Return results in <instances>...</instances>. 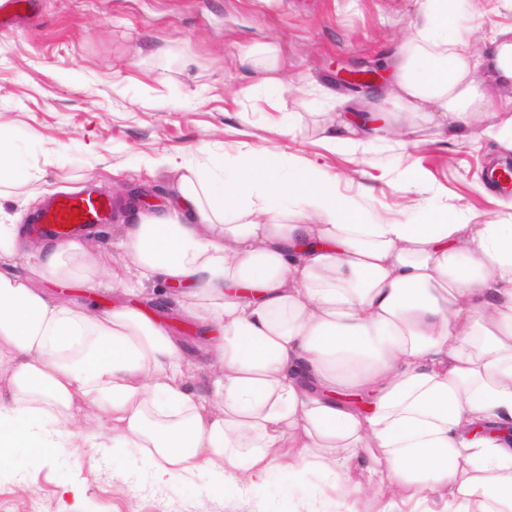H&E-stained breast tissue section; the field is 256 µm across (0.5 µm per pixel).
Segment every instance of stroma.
<instances>
[{"mask_svg":"<svg viewBox=\"0 0 512 512\" xmlns=\"http://www.w3.org/2000/svg\"><path fill=\"white\" fill-rule=\"evenodd\" d=\"M18 25L0 29V135L37 171L27 212L51 193L90 186L149 191L168 206L176 164L214 159L232 165L250 151L284 155L291 176L321 169L363 223L397 218L434 224L442 217L484 224L512 221L484 181L507 149L483 136L437 135L423 113L402 110V135L368 133L354 150L321 141L330 114H364L373 94L338 91V68L388 57L415 36L417 0H32ZM456 26L475 37L512 27V0H462ZM283 49L286 90L270 100L236 65L239 47ZM252 87L243 95L244 87ZM289 120L287 133L275 122ZM117 226L101 225L95 252L110 302L129 259L113 252ZM57 468L36 463L0 478V512H62L59 471L87 490L88 512H345L337 496L309 489L284 495V471L257 492L225 501L205 478L155 484L136 458L126 481L112 477L101 448H62Z\"/></svg>","mask_w":512,"mask_h":512,"instance_id":"stroma-1","label":"stroma"}]
</instances>
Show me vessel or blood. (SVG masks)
<instances>
[{
    "label": "vessel or blood",
    "instance_id": "obj_1",
    "mask_svg": "<svg viewBox=\"0 0 512 512\" xmlns=\"http://www.w3.org/2000/svg\"><path fill=\"white\" fill-rule=\"evenodd\" d=\"M111 207L110 198L101 191L57 193L34 215L32 222L41 234L65 241L71 238L74 228L65 222L64 210H78L80 219L77 226L87 228L105 223Z\"/></svg>",
    "mask_w": 512,
    "mask_h": 512
}]
</instances>
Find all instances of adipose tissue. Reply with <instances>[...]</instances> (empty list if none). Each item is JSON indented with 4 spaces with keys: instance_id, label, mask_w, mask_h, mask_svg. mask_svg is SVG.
<instances>
[{
    "instance_id": "adipose-tissue-1",
    "label": "adipose tissue",
    "mask_w": 512,
    "mask_h": 512,
    "mask_svg": "<svg viewBox=\"0 0 512 512\" xmlns=\"http://www.w3.org/2000/svg\"><path fill=\"white\" fill-rule=\"evenodd\" d=\"M455 3L420 0L394 84L437 130L482 114L512 149V97L474 78L512 83V39L474 52ZM279 53L236 55L272 98ZM390 99L329 120L325 142L359 145ZM112 248L132 267L103 310L84 238L36 244L0 219V260L37 259L30 278L0 270V475L82 443L111 449L120 481L133 452L157 483L204 476L222 494L281 466L288 488L316 476L382 512H512V222L362 224L318 170L292 180L248 153L230 175L181 165L171 210L121 225ZM152 281L183 286L178 312L211 327L201 354L145 310Z\"/></svg>"
}]
</instances>
